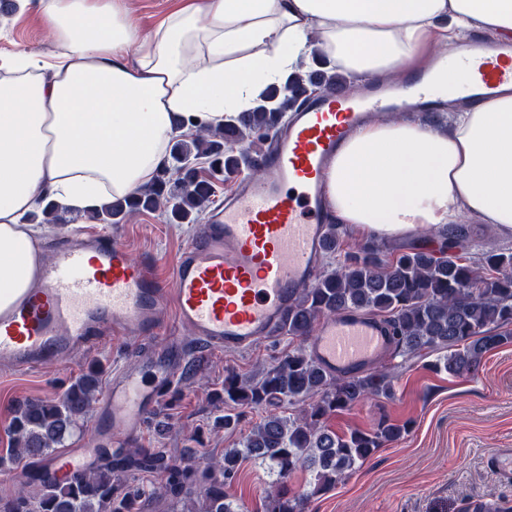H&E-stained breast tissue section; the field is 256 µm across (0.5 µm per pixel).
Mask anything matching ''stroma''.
<instances>
[{
    "mask_svg": "<svg viewBox=\"0 0 512 512\" xmlns=\"http://www.w3.org/2000/svg\"><path fill=\"white\" fill-rule=\"evenodd\" d=\"M19 50L44 58L57 52L51 34L29 9L0 15V54ZM461 226L466 237L459 253L464 257L512 248V236L501 235L496 225L480 223L471 214H464ZM115 230L135 254L169 261L187 245L194 227L171 222L158 211L140 210L127 215ZM291 346L287 336L277 335L243 352L201 353L202 384L178 382L177 404L159 406L157 420L129 439L127 448H170L178 460L199 462L238 447L264 410H245L235 430H213L217 411L208 391L223 386L226 372L252 375ZM143 347L142 340L110 335L53 369L0 368V454L9 446L8 427L21 403L57 398L91 365L99 368L102 381H109L123 353ZM381 361L396 365L394 397L364 400L331 416L326 425L344 434L386 418L410 422L411 429L335 487L312 498L308 512H476L486 501L493 502L496 512H512V478L503 479L489 462L497 449L512 448V343L489 352L472 376L429 370L424 359L416 357L385 355ZM272 481L263 465L246 460L225 492L239 512H261Z\"/></svg>",
    "mask_w": 512,
    "mask_h": 512,
    "instance_id": "35a3bbf8",
    "label": "stroma"
}]
</instances>
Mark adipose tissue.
<instances>
[{"mask_svg": "<svg viewBox=\"0 0 512 512\" xmlns=\"http://www.w3.org/2000/svg\"><path fill=\"white\" fill-rule=\"evenodd\" d=\"M26 2L58 53L0 56V309L38 274L27 217L43 196L90 211L132 193L169 165L176 137L223 124L313 53L386 75L413 67L444 19L457 35L512 36V0H186L147 33L119 0ZM325 190L336 220L368 237L410 239L464 208L512 233V89L458 113L447 136L365 126Z\"/></svg>", "mask_w": 512, "mask_h": 512, "instance_id": "1", "label": "adipose tissue"}]
</instances>
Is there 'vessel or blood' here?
Returning <instances> with one entry per match:
<instances>
[{
    "label": "vessel or blood",
    "instance_id": "b4317fda",
    "mask_svg": "<svg viewBox=\"0 0 512 512\" xmlns=\"http://www.w3.org/2000/svg\"><path fill=\"white\" fill-rule=\"evenodd\" d=\"M468 67L437 60L461 100L485 103L512 85V42L473 39ZM433 81L402 71L361 93L336 85L309 96L281 125L272 150L255 156L256 178L241 181L174 259L169 278L152 257L134 258L115 235H70L47 250L24 298L0 310V367L30 370L96 345L103 331L150 341L114 374L97 410L94 446L66 448L44 467L68 475L93 466L100 444L118 446L154 414L186 364L182 328L198 347L239 351L275 335L298 290L314 279L324 253L327 164L372 113H436ZM309 349L329 371L366 368L390 350L384 324L357 311L323 319Z\"/></svg>",
    "mask_w": 512,
    "mask_h": 512
}]
</instances>
